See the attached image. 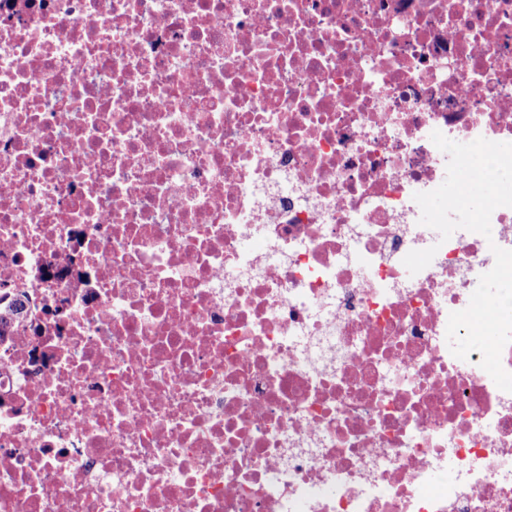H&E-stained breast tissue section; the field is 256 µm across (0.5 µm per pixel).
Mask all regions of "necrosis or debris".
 Instances as JSON below:
<instances>
[{
    "mask_svg": "<svg viewBox=\"0 0 512 512\" xmlns=\"http://www.w3.org/2000/svg\"><path fill=\"white\" fill-rule=\"evenodd\" d=\"M435 131L512 143V0H0V512H512ZM22 297H10L8 293L0 292V341L25 321L29 298L26 295Z\"/></svg>",
    "mask_w": 512,
    "mask_h": 512,
    "instance_id": "obj_1",
    "label": "necrosis or debris"
}]
</instances>
